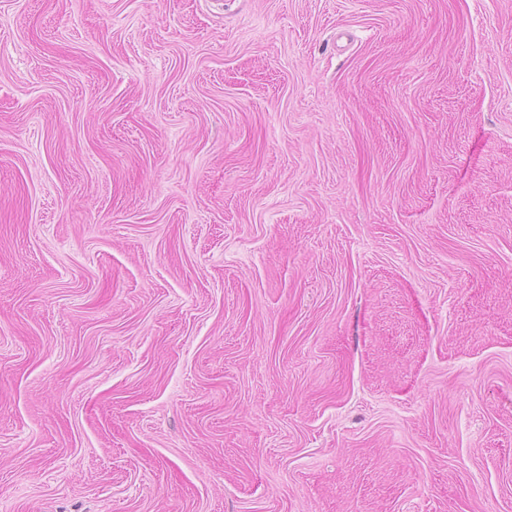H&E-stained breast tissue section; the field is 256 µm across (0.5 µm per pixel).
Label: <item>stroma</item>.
<instances>
[{
  "instance_id": "stroma-1",
  "label": "stroma",
  "mask_w": 512,
  "mask_h": 512,
  "mask_svg": "<svg viewBox=\"0 0 512 512\" xmlns=\"http://www.w3.org/2000/svg\"><path fill=\"white\" fill-rule=\"evenodd\" d=\"M0 512H512V0H0Z\"/></svg>"
}]
</instances>
